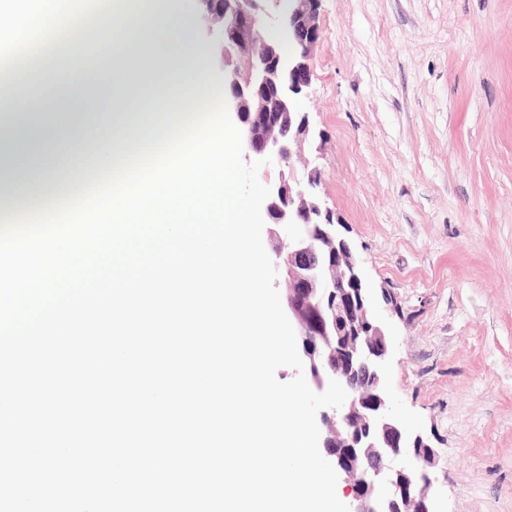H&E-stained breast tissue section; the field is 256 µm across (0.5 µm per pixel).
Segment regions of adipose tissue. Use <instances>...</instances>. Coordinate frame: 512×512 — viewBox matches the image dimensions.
Instances as JSON below:
<instances>
[{
	"instance_id": "obj_1",
	"label": "adipose tissue",
	"mask_w": 512,
	"mask_h": 512,
	"mask_svg": "<svg viewBox=\"0 0 512 512\" xmlns=\"http://www.w3.org/2000/svg\"><path fill=\"white\" fill-rule=\"evenodd\" d=\"M61 0H42L30 14L13 18L23 37L53 38L73 20ZM102 25L89 27L83 45L41 59L0 82V191L10 206H24L48 194L54 183L72 179L73 155L58 147L60 136L94 145L93 170L108 166L132 151L153 129L163 127L162 112H138L143 95L175 107L196 99L206 80L200 49L187 39L189 20L167 7L165 0H141L132 10L110 13L101 7ZM106 45L110 59L98 71L77 72L73 89L88 104L72 111L55 86L33 94V84L49 71L75 64L91 50Z\"/></svg>"
}]
</instances>
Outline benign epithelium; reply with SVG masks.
<instances>
[{"instance_id":"obj_1","label":"benign epithelium","mask_w":512,"mask_h":512,"mask_svg":"<svg viewBox=\"0 0 512 512\" xmlns=\"http://www.w3.org/2000/svg\"><path fill=\"white\" fill-rule=\"evenodd\" d=\"M224 39V88L247 149L271 158L259 170L281 303L309 386L331 379L348 398L318 412L319 447L346 483L350 512H432L434 452L396 414L386 381L390 342L376 297L341 225L319 193L306 146L314 138L300 103L320 41V0H195ZM281 36L267 33V22Z\"/></svg>"}]
</instances>
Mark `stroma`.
I'll return each mask as SVG.
<instances>
[{
  "label": "stroma",
  "mask_w": 512,
  "mask_h": 512,
  "mask_svg": "<svg viewBox=\"0 0 512 512\" xmlns=\"http://www.w3.org/2000/svg\"><path fill=\"white\" fill-rule=\"evenodd\" d=\"M224 84L216 25L172 0ZM302 108L321 196L392 303L393 405L435 512H512V0H320Z\"/></svg>",
  "instance_id": "stroma-1"
}]
</instances>
